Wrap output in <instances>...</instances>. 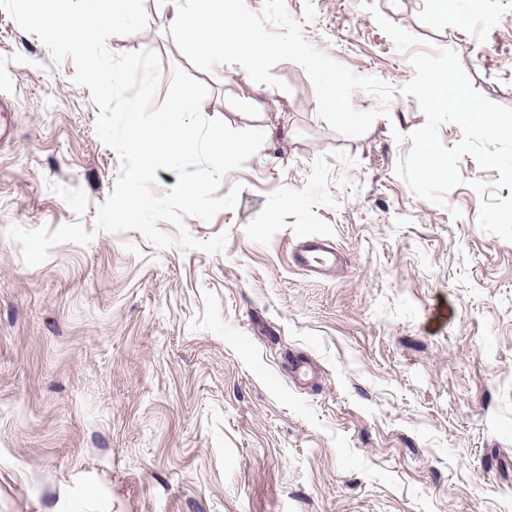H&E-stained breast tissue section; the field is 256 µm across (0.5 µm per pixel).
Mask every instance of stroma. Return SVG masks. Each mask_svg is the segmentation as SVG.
<instances>
[{
    "label": "stroma",
    "mask_w": 512,
    "mask_h": 512,
    "mask_svg": "<svg viewBox=\"0 0 512 512\" xmlns=\"http://www.w3.org/2000/svg\"><path fill=\"white\" fill-rule=\"evenodd\" d=\"M285 4L312 47L397 87L388 116L334 131L289 61L272 69L282 90L236 64L199 70L145 0L147 28L109 50L159 55L156 102L179 67L208 86L205 117L265 134L221 180L236 208L185 220L226 249L95 231L36 267L9 226L95 230L120 158L72 61L0 11V95L18 103L0 116V512H512V242L479 228L470 186L499 173L467 155L446 206L416 198L393 137L425 123L400 92L408 53L360 0ZM378 5L512 108V0L480 19ZM304 237L335 245L337 276L293 266ZM298 358L317 367L300 385Z\"/></svg>",
    "instance_id": "stroma-1"
}]
</instances>
